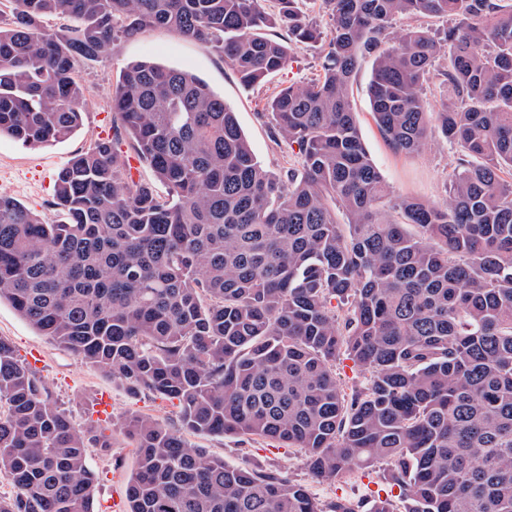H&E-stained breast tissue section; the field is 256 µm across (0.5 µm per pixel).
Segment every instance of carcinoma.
<instances>
[{
	"instance_id": "1",
	"label": "carcinoma",
	"mask_w": 512,
	"mask_h": 512,
	"mask_svg": "<svg viewBox=\"0 0 512 512\" xmlns=\"http://www.w3.org/2000/svg\"><path fill=\"white\" fill-rule=\"evenodd\" d=\"M0 0V136L25 147L81 127L78 64L150 27L224 57L246 87L321 45L317 78L265 104L300 171L277 175L200 77L151 61L112 90V138L57 172L56 223L0 194V301L132 392L177 401L179 428L129 414L127 512H512V0ZM50 17L70 24L55 32ZM448 19L433 30L422 18ZM409 23L391 32L392 23ZM280 27L287 36L270 37ZM448 99L424 88L441 45ZM375 56V123L397 151L456 146L447 195L403 197L363 147L349 88ZM148 164L160 195L117 147ZM341 209L347 223L336 219ZM418 229L413 235L405 229ZM364 377L351 393L336 361ZM298 449L315 480L386 465L398 501L369 509L272 468L237 466L183 433ZM75 427L0 337V512H94Z\"/></svg>"
}]
</instances>
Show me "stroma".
<instances>
[{
  "label": "stroma",
  "mask_w": 512,
  "mask_h": 512,
  "mask_svg": "<svg viewBox=\"0 0 512 512\" xmlns=\"http://www.w3.org/2000/svg\"><path fill=\"white\" fill-rule=\"evenodd\" d=\"M136 61L179 67L198 75L223 95L263 165L277 173L299 168L298 155L275 135L264 107L281 88L301 85L317 77L320 69L317 48L293 49L284 69L271 74L262 85L247 88L216 53L173 32L149 28L135 37L118 39L108 56L80 63L78 72L87 88V102L83 125L71 139L26 148L10 137H0V192L46 214L51 220H60L59 211L53 207L56 174L73 154L88 149L101 134L110 132L112 87L120 70ZM372 70V58L361 61L353 78L351 108L362 143L389 187L385 208H392L397 199L404 196L443 200L448 178L457 164L456 147L434 134L421 152L395 151L381 135L371 113L368 86ZM0 337L8 339L20 357H28L35 349L43 353L44 362L38 367L37 375L48 387L53 402L66 410L77 426L103 424L112 445L89 449L87 464L97 478L94 512H113V499L124 498L126 482L136 467L135 453L121 427L123 418L128 413L138 412L174 427L178 424L176 405L148 393L130 395L112 376L86 364L68 349L52 344L5 301L0 303ZM103 393L108 394L112 402L110 416L104 421L98 419L95 409L97 397ZM185 440L191 446L224 457L233 465L280 469L292 479L306 483L312 495L322 502L348 497L369 503L390 492L378 467L344 483L316 481L310 478L299 452L274 441L246 443L234 436L192 433L186 434Z\"/></svg>",
  "instance_id": "obj_1"
}]
</instances>
